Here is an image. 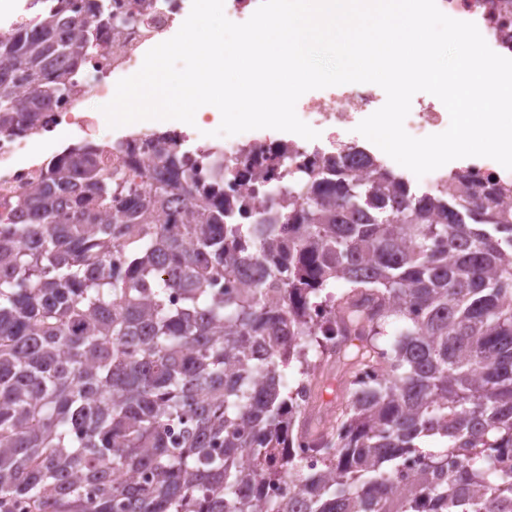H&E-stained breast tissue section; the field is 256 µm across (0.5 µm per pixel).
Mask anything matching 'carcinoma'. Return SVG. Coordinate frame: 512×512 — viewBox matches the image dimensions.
Instances as JSON below:
<instances>
[{
	"mask_svg": "<svg viewBox=\"0 0 512 512\" xmlns=\"http://www.w3.org/2000/svg\"><path fill=\"white\" fill-rule=\"evenodd\" d=\"M68 4L30 0L0 32V134L75 84L101 5ZM102 154L70 148L0 204V512H512V208L494 192L419 195L339 157L243 224L186 153L147 188ZM344 380H346V377L343 376V373H336V369L330 374L328 380L330 389L323 392L322 399L315 410L318 417L324 419L332 410H336V392H338Z\"/></svg>",
	"mask_w": 512,
	"mask_h": 512,
	"instance_id": "obj_1",
	"label": "carcinoma"
}]
</instances>
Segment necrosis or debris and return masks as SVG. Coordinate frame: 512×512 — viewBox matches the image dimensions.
I'll return each instance as SVG.
<instances>
[{"label": "necrosis or debris", "instance_id": "obj_1", "mask_svg": "<svg viewBox=\"0 0 512 512\" xmlns=\"http://www.w3.org/2000/svg\"><path fill=\"white\" fill-rule=\"evenodd\" d=\"M436 2L449 17L475 23L495 53L512 58V0ZM103 5L109 22L98 30L74 90L59 99L38 131L0 135V200L37 190L43 167L38 147L51 141L59 127L74 126L87 137L112 142V130L98 105L113 99L117 82L140 65L150 48L180 29L192 0H103ZM384 101L383 89L372 83L331 86L321 94L300 97L296 104L298 117L319 132V139L274 138L257 129L242 140L213 137L193 142L180 128L156 126L124 136L122 150L103 158L102 163L124 170L128 178L143 184L145 167L154 156L189 142L201 183H211L216 170H223L225 198L260 210L276 203L286 173L302 181L308 164L347 153V131L380 109ZM455 175L481 191L497 188L502 204L512 206V170L495 160L473 157L464 166L430 172L428 181L440 190Z\"/></svg>", "mask_w": 512, "mask_h": 512}]
</instances>
